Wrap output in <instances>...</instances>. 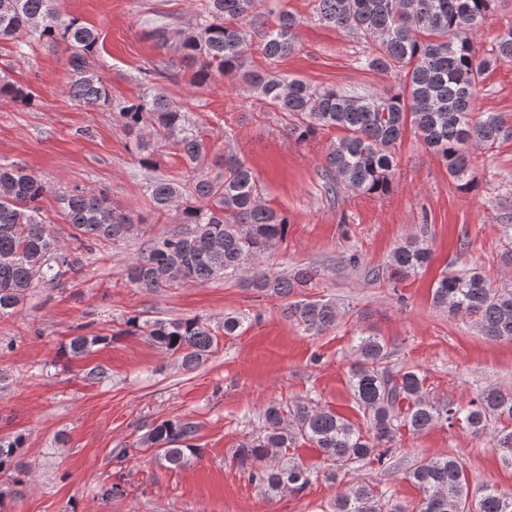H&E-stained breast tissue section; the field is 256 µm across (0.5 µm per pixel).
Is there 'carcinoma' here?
Instances as JSON below:
<instances>
[{
    "mask_svg": "<svg viewBox=\"0 0 512 512\" xmlns=\"http://www.w3.org/2000/svg\"><path fill=\"white\" fill-rule=\"evenodd\" d=\"M317 20L342 29L367 44L359 66L389 74L397 85L382 92L346 91L335 86L314 87L287 74L247 69L254 46L275 64L299 47L303 18L284 8L266 18L262 0H203L194 25L172 36L164 24L150 34L158 46L178 57L191 70L192 84L202 87L219 74L241 79L272 112L282 114L286 135L298 142L336 129L342 136L330 143L319 174L330 198L345 189L383 195L393 186L396 145L407 128L448 169L458 189L473 186L469 160L473 147H492L512 137V131L491 112H475V100L485 72L496 63H512V22L490 49L474 40L495 0H311ZM0 41H11L23 56L43 43L68 54L66 83L71 100L112 113L144 167L154 164V149L169 146L180 152L189 175L182 180L157 178L149 186L155 210L175 213L181 227L157 237L122 270L131 287L156 291L184 282L207 284L241 277L255 259L283 240L288 219L265 205L259 179L252 168L233 154L204 167L209 146L199 125L184 107L151 84L158 70H143L147 91L136 98L112 97L99 75L94 57L98 33L61 7V0H0ZM0 97L23 107L34 105V92L0 76ZM152 129L153 139L145 129ZM46 183L17 162H0V316L24 302L37 284L55 286L68 273L79 274L82 257L64 252L46 230L41 201ZM59 213L73 229L78 247L90 253L102 242H123L138 233L137 221L113 208L104 193L78 187L57 193ZM431 258L417 243L397 246L390 259L391 279L418 273ZM309 267L289 276L256 272L249 286L286 298L314 279ZM433 303L455 316L475 318L483 335L512 340V288L497 287L475 268L443 274L433 288ZM288 313L303 331L321 334L336 325L330 301L303 299ZM132 331L175 357L181 367L194 370L208 359L217 336L233 335L242 319L225 316L212 327L200 317L168 320L127 319ZM108 337L80 334L66 351L79 358ZM349 372V388L367 423V430L312 400L274 403L261 414L262 430L246 438L237 464L274 500L286 490L302 493L310 471L288 449L299 443L316 448L332 470L328 476L351 470L361 462L383 463L394 451L400 430L422 432L440 422L457 423L475 434L500 420L512 421V393L496 387L481 391L463 406L450 400L425 397V378L416 370H393L387 344L360 334ZM196 423L167 419L154 425L140 445L155 449L154 459L169 469L186 466L200 455ZM20 436L0 437V473L23 482L27 471L17 461ZM494 449L512 461V430L496 431ZM407 478L421 497L412 512H512V496L491 488L476 501L469 498L463 464L455 457H437L417 464ZM332 512H407L378 489L356 477L350 479L331 505Z\"/></svg>",
    "mask_w": 512,
    "mask_h": 512,
    "instance_id": "1",
    "label": "carcinoma"
}]
</instances>
